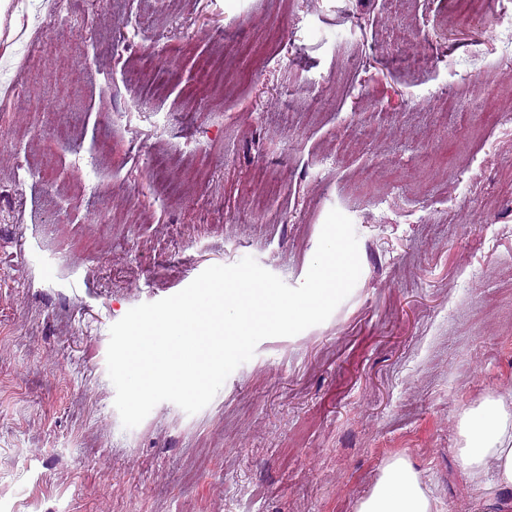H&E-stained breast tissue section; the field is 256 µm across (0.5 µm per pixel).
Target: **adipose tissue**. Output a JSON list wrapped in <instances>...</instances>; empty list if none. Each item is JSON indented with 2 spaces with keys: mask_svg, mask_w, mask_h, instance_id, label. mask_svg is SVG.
Masks as SVG:
<instances>
[{
  "mask_svg": "<svg viewBox=\"0 0 512 512\" xmlns=\"http://www.w3.org/2000/svg\"><path fill=\"white\" fill-rule=\"evenodd\" d=\"M458 456L469 472L493 469L496 486L512 488V412L502 400L486 399L466 410L459 422ZM358 512H438L420 484L417 472L403 458L390 460Z\"/></svg>",
  "mask_w": 512,
  "mask_h": 512,
  "instance_id": "adipose-tissue-1",
  "label": "adipose tissue"
}]
</instances>
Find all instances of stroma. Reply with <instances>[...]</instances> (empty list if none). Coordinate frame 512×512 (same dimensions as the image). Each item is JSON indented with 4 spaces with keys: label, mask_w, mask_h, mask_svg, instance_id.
Instances as JSON below:
<instances>
[{
    "label": "stroma",
    "mask_w": 512,
    "mask_h": 512,
    "mask_svg": "<svg viewBox=\"0 0 512 512\" xmlns=\"http://www.w3.org/2000/svg\"><path fill=\"white\" fill-rule=\"evenodd\" d=\"M56 3L72 28L34 0L0 14V512H356L397 457L440 512H503L512 490L456 451L465 410H512V52L483 17ZM40 39L64 49L25 59ZM334 208L362 272L329 319L262 340L198 413L123 428L110 327L246 256L299 286Z\"/></svg>",
    "instance_id": "35a3bbf8"
}]
</instances>
